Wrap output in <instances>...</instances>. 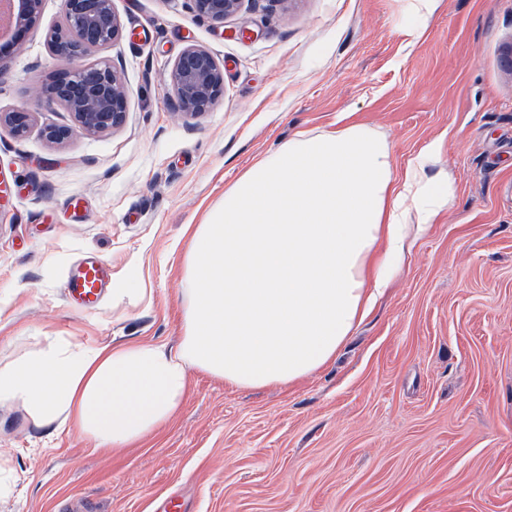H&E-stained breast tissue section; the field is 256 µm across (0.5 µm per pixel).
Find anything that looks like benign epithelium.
<instances>
[{
    "instance_id": "obj_1",
    "label": "benign epithelium",
    "mask_w": 512,
    "mask_h": 512,
    "mask_svg": "<svg viewBox=\"0 0 512 512\" xmlns=\"http://www.w3.org/2000/svg\"><path fill=\"white\" fill-rule=\"evenodd\" d=\"M17 21L10 26L0 53L14 49L18 34L34 27L42 0H9ZM64 28L50 37L49 49L57 62L51 84L42 88L43 106L64 108L71 116L68 125H47L42 135L50 143H61L77 135L105 133L122 125L128 112L123 73L111 62L87 61L94 50L106 48L123 37V23L113 0H62ZM198 18L220 24L236 14L244 0H187ZM171 101L176 112L193 117L207 112L224 92V69L207 49L191 45L174 61L167 75ZM33 113L13 110L0 113V125L17 137L24 136Z\"/></svg>"
}]
</instances>
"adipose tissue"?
<instances>
[{"instance_id": "1", "label": "adipose tissue", "mask_w": 512, "mask_h": 512, "mask_svg": "<svg viewBox=\"0 0 512 512\" xmlns=\"http://www.w3.org/2000/svg\"><path fill=\"white\" fill-rule=\"evenodd\" d=\"M443 147L431 141L399 175L389 144L364 124L296 133L188 226L177 347L54 336L0 365V402L20 403L36 426L120 449L175 418L192 372L237 388L311 376L389 287L409 238L453 206Z\"/></svg>"}]
</instances>
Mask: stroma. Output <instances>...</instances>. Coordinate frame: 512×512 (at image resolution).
I'll return each instance as SVG.
<instances>
[{
  "label": "stroma",
  "mask_w": 512,
  "mask_h": 512,
  "mask_svg": "<svg viewBox=\"0 0 512 512\" xmlns=\"http://www.w3.org/2000/svg\"><path fill=\"white\" fill-rule=\"evenodd\" d=\"M129 38L92 52L124 74L125 123L48 143L63 108L37 96L56 67L61 0L0 59V365L45 332L176 345L184 229L301 130L345 113L389 143L396 172L432 140L455 204L336 354L292 386L240 389L196 372L179 413L140 446L98 447L0 402V512H512V0H439L410 42L411 0H253L215 25L185 0H114ZM224 66L195 118L166 77L188 45ZM111 278L95 309L65 297L73 265ZM121 288L136 297L117 299ZM0 112V126L2 124L8 126L17 137H22L28 132L33 119L32 112H27L23 109Z\"/></svg>",
  "instance_id": "stroma-1"
}]
</instances>
